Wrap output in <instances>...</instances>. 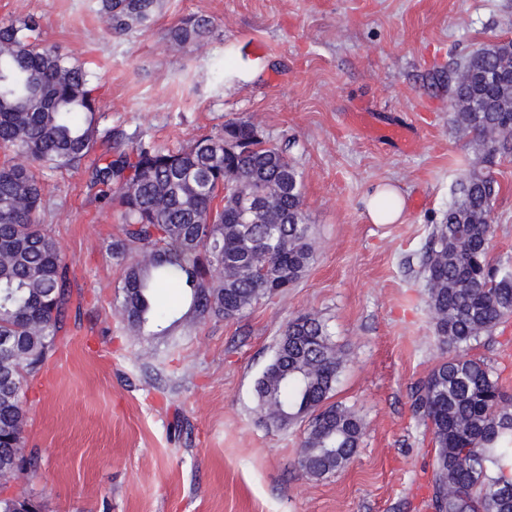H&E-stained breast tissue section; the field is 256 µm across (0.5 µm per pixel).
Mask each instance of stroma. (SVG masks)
<instances>
[{
  "instance_id": "1",
  "label": "stroma",
  "mask_w": 512,
  "mask_h": 512,
  "mask_svg": "<svg viewBox=\"0 0 512 512\" xmlns=\"http://www.w3.org/2000/svg\"><path fill=\"white\" fill-rule=\"evenodd\" d=\"M212 22L179 50L182 19ZM39 19L48 44L99 78L97 152L119 138L179 149L253 123L303 174L314 258L288 293L242 316L188 314L186 291H155L175 323L136 332L120 311L125 270L117 211L101 208L86 167L46 169L42 221L69 269L66 331L23 387L25 447L37 471L12 479L45 512H432V436L413 414L415 384L448 349L425 306L422 255L454 200L461 159L480 154L449 121L448 87L478 45L512 38V0H163L153 22L111 34L96 0H0V22ZM411 128L406 151L354 121ZM490 243L512 265V157ZM406 200L374 224L380 184ZM317 316L344 354L331 400L364 424L351 463L317 479L298 458L306 423H266L255 385L288 320ZM477 357L512 396V320ZM388 201L390 207L382 209L381 205ZM366 213L374 224H394L401 220L405 210V198L394 187L382 185L373 190L365 201Z\"/></svg>"
}]
</instances>
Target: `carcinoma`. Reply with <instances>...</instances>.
Here are the masks:
<instances>
[{"mask_svg": "<svg viewBox=\"0 0 512 512\" xmlns=\"http://www.w3.org/2000/svg\"><path fill=\"white\" fill-rule=\"evenodd\" d=\"M109 31L149 25L161 0H98ZM204 16L171 32L180 46L200 44ZM512 40L481 44L448 87L451 123L473 135L487 157L512 156V84L498 70ZM97 76L43 39L33 16L0 24V147L26 164L0 165V478L13 475L24 451L23 384L52 356L65 326L68 266L39 222L44 168H77L98 140ZM246 120L224 124L176 151L139 142L101 154L89 172L94 198L116 207L123 239L134 250L126 268L121 311L140 331L167 313L152 291L166 282L190 289L198 317L240 316L263 298L294 287L314 254L303 208V174L287 149L263 141ZM271 196V211L246 214L243 192ZM494 177L468 164L455 200L433 225L422 268L426 306L441 321L440 362L415 388L414 409L430 426L437 452L434 512H512V398L483 360L469 354L479 338L512 318V269L490 254ZM340 357L326 326L310 316L288 321L273 360L257 381L258 402L271 424L308 423L298 466L311 478L350 463L361 419L336 404ZM43 512V503L25 498ZM23 502V503H25ZM0 489V512H21Z\"/></svg>", "mask_w": 512, "mask_h": 512, "instance_id": "1", "label": "carcinoma"}]
</instances>
